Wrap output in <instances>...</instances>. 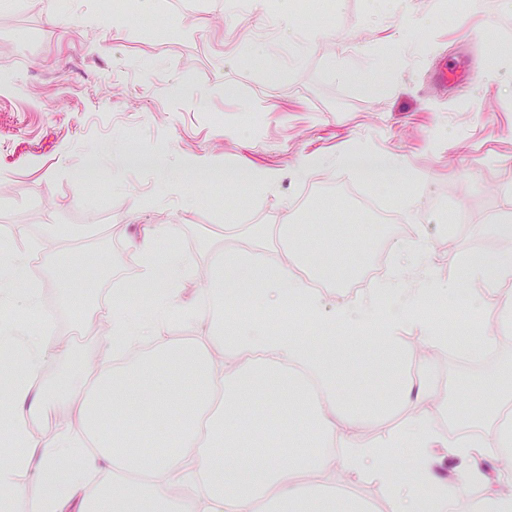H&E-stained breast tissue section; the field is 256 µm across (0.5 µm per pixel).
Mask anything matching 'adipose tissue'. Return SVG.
Masks as SVG:
<instances>
[{"label":"adipose tissue","mask_w":512,"mask_h":512,"mask_svg":"<svg viewBox=\"0 0 512 512\" xmlns=\"http://www.w3.org/2000/svg\"><path fill=\"white\" fill-rule=\"evenodd\" d=\"M351 165L367 175L410 182L416 172L385 153L349 149L312 152L301 170ZM189 176L207 174L241 180L258 191L276 186L278 170L244 162L224 169L206 155L178 163ZM169 233L150 225L131 242L140 257L138 287L152 300L138 316L113 314L103 340L125 360L121 368L101 365L90 372L91 387L46 384L54 362L69 347L55 342L52 308L41 306L26 287L27 265L14 257L0 262V294L23 299L39 314V330L4 323L0 349L23 351L22 368L0 361V414L8 424L0 436V512L20 491L19 477L36 468L43 490L34 512H367L364 501L320 489L317 476L343 469L366 479L393 500L394 512H425L428 498L437 512H512V426L489 435L465 432L448 439L427 410L435 397L424 383L405 375L402 332L413 326L435 344L448 340L438 319L420 311L433 297L453 296L468 285L478 320L496 308L500 331H512V252L452 254L453 286L397 288L383 283L359 299L338 305L321 320L323 297L303 275L298 259L243 251L216 255L207 296L213 307L205 336L186 341L171 336L172 317L197 322L199 310L181 304L189 271L179 252L157 259L154 246ZM281 310L302 307L316 322V335L297 325L270 329L252 318H237L234 300ZM379 351L373 366L386 387L385 401L348 402L340 366L362 357L366 345ZM65 404L75 405L78 432L50 439L32 435L31 423ZM411 407L405 424L377 441L357 439L368 419ZM463 460L444 478V456ZM108 474L109 486L93 475ZM476 489L473 497L461 486Z\"/></svg>","instance_id":"ef3b65f1"}]
</instances>
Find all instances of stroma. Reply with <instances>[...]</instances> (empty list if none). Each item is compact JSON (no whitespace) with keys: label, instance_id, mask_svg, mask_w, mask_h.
Returning a JSON list of instances; mask_svg holds the SVG:
<instances>
[{"label":"stroma","instance_id":"1","mask_svg":"<svg viewBox=\"0 0 512 512\" xmlns=\"http://www.w3.org/2000/svg\"><path fill=\"white\" fill-rule=\"evenodd\" d=\"M55 4L63 23L45 21ZM114 18L106 0H0V242L29 257V279L43 304L57 308L55 334L72 328L73 358L52 366L51 379L80 381L83 366L111 362L96 330L113 311L114 289L135 280L130 243L147 225L174 226L158 255L182 252L197 278L182 293L207 306L204 276L217 251L254 248L279 255L275 227L301 224L310 241L336 235L340 267L369 274L361 288H331L327 310L397 277L401 249L413 243L436 280L448 283L449 253L512 249L491 231L512 212V60L496 74L492 45L512 44V12L499 0H468L449 14L444 0H330L329 8L293 14L274 25L281 0H155ZM411 17L415 34L401 29ZM179 84V94L168 88ZM341 147L386 151L422 174L388 189L353 170L296 169L303 154ZM211 154L225 166L249 161L283 171L278 187L164 177L126 152ZM358 183L385 197L401 217L390 233L370 222L336 185ZM47 224H93L94 238L47 239ZM92 255L105 271L83 266L88 297L67 302L58 262ZM414 380L458 401L462 384L512 364V334L477 367L433 348L406 328ZM325 484L393 512L376 485L336 470Z\"/></svg>","mask_w":512,"mask_h":512}]
</instances>
